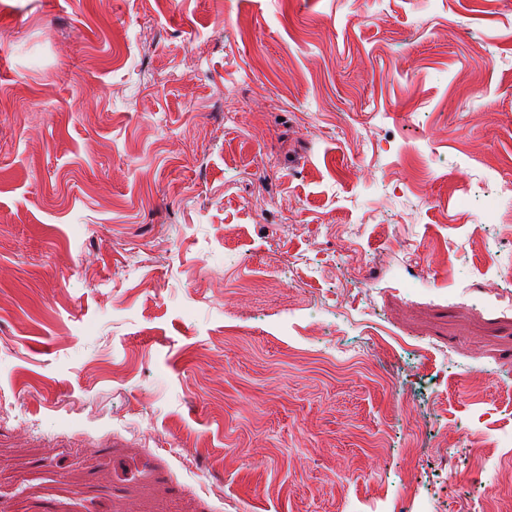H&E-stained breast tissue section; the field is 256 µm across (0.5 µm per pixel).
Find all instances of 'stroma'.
I'll use <instances>...</instances> for the list:
<instances>
[{"instance_id":"1","label":"stroma","mask_w":512,"mask_h":512,"mask_svg":"<svg viewBox=\"0 0 512 512\" xmlns=\"http://www.w3.org/2000/svg\"><path fill=\"white\" fill-rule=\"evenodd\" d=\"M507 180L512 0H0V512H512Z\"/></svg>"}]
</instances>
